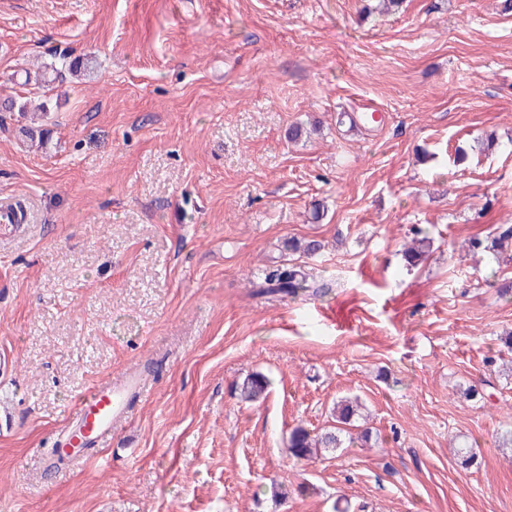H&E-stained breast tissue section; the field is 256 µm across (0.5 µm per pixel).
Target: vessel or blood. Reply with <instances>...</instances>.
Here are the masks:
<instances>
[{"label": "vessel or blood", "mask_w": 512, "mask_h": 512, "mask_svg": "<svg viewBox=\"0 0 512 512\" xmlns=\"http://www.w3.org/2000/svg\"><path fill=\"white\" fill-rule=\"evenodd\" d=\"M24 218L18 205L0 203V237L12 235ZM146 381L136 371H126L118 380L103 379L75 404L69 425L63 434V451L73 467L82 466L87 457L83 452L86 442L103 447L111 439L129 410L130 397L143 395Z\"/></svg>", "instance_id": "vessel-or-blood-1"}]
</instances>
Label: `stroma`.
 <instances>
[{
    "label": "stroma",
    "mask_w": 512,
    "mask_h": 512,
    "mask_svg": "<svg viewBox=\"0 0 512 512\" xmlns=\"http://www.w3.org/2000/svg\"><path fill=\"white\" fill-rule=\"evenodd\" d=\"M376 4L0 0V98L47 101L51 130L0 124V199L27 204L0 239V512H512V379L484 363L512 261L467 248L512 224V0ZM58 54L84 70L26 84ZM283 263L324 294L255 296ZM150 359L123 428L45 477L75 401ZM345 395L377 444L289 456ZM269 381L260 374L253 373L247 375L243 381L237 385L238 396L245 401H258L266 396Z\"/></svg>",
    "instance_id": "35a3bbf8"
}]
</instances>
